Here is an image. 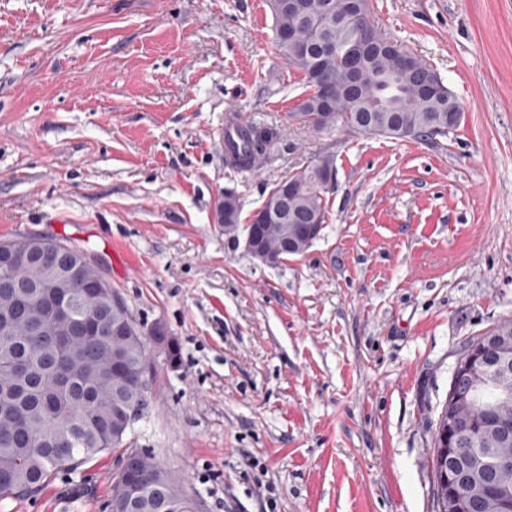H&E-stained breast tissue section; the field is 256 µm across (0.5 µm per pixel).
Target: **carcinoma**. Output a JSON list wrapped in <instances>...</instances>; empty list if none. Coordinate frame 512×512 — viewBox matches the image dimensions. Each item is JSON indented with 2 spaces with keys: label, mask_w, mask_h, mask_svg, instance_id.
<instances>
[{
  "label": "carcinoma",
  "mask_w": 512,
  "mask_h": 512,
  "mask_svg": "<svg viewBox=\"0 0 512 512\" xmlns=\"http://www.w3.org/2000/svg\"><path fill=\"white\" fill-rule=\"evenodd\" d=\"M274 17L273 35L280 58L304 75L309 91L297 106L304 123L317 131L338 127L364 137L423 139L434 141L455 131L460 123L448 124V110L464 116L463 107L450 90L429 92L423 84L437 76L421 57L391 44L375 27L358 26L354 15L370 18L369 0H270ZM372 49L348 63V53L359 40ZM330 82L327 104L322 88ZM276 138L270 128L237 129L235 140L224 141L225 157L232 166L262 163ZM336 172L334 156L322 154L300 170L294 191L283 207L284 219L269 224L264 237L275 249L288 237L296 254L309 247L304 224L321 215L326 222L323 176ZM240 217L238 196L228 191L217 206V220L225 223L224 209ZM55 266L44 261L23 268H0V311L9 307L3 296L4 282L15 286L55 281ZM42 316L40 304L21 311L10 324V334H0V363L17 362L22 370L0 371V497L39 492L51 478L90 462L97 454L121 446L123 434L117 410L126 405L148 404V382L139 364L148 359L147 334L135 326L133 335H113L110 306L99 297L79 303L73 317H98L97 331L79 337L66 358L74 371L72 384L57 380V354L29 322ZM124 350L123 360L112 365L115 349ZM476 391L468 406L457 412L466 424L459 434L456 467L468 474L477 461L496 457L512 461V439L501 440L482 426L491 414L512 413V377L502 386L494 375L474 379ZM142 485L135 512H163L156 496L155 458L141 453L138 468Z\"/></svg>",
  "instance_id": "1"
}]
</instances>
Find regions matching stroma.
I'll list each match as a JSON object with an SVG mask.
<instances>
[{
    "label": "stroma",
    "mask_w": 512,
    "mask_h": 512,
    "mask_svg": "<svg viewBox=\"0 0 512 512\" xmlns=\"http://www.w3.org/2000/svg\"><path fill=\"white\" fill-rule=\"evenodd\" d=\"M464 108L438 143L317 132L268 0H0V243L83 249L149 347L124 442L197 512H433L435 427L459 354L512 317V0H371ZM277 130L224 158V118ZM332 153L326 223L264 265L224 234ZM120 450L0 512H108ZM227 207H232V211L235 214V218L228 222L225 221V217H224V209H226ZM240 211H241V204H240V200H239L238 196L232 191H228V192L224 193V199L222 198V200L218 203V206H217V220L220 224H224V231L225 230L229 231L227 225L231 226V229L234 230V232H233L234 234L231 237H233L235 239V241L238 243L240 242V239H239L240 234H238L237 231L240 227V224H236L233 221L239 220Z\"/></svg>",
    "instance_id": "35a3bbf8"
}]
</instances>
